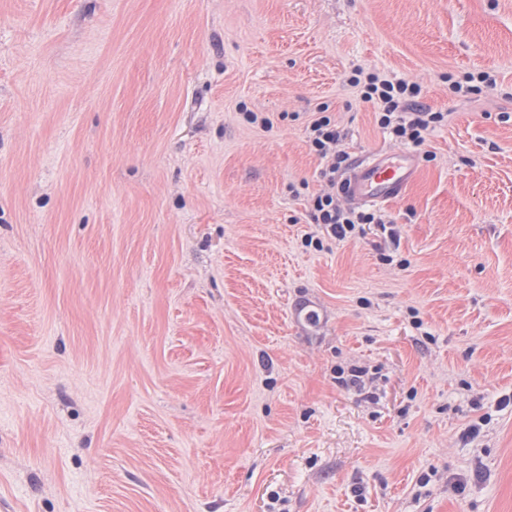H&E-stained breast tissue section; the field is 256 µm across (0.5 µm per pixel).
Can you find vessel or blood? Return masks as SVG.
Wrapping results in <instances>:
<instances>
[{
    "instance_id": "obj_1",
    "label": "vessel or blood",
    "mask_w": 512,
    "mask_h": 512,
    "mask_svg": "<svg viewBox=\"0 0 512 512\" xmlns=\"http://www.w3.org/2000/svg\"><path fill=\"white\" fill-rule=\"evenodd\" d=\"M419 158L411 150H378L354 160L344 177L348 200L356 205L399 198L415 180Z\"/></svg>"
}]
</instances>
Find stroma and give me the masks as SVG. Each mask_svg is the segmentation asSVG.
Returning a JSON list of instances; mask_svg holds the SVG:
<instances>
[{
  "mask_svg": "<svg viewBox=\"0 0 512 512\" xmlns=\"http://www.w3.org/2000/svg\"><path fill=\"white\" fill-rule=\"evenodd\" d=\"M359 70L448 119L315 248ZM0 512H512V0H0ZM477 84H474V83ZM481 84V85H478ZM495 85V79L489 74L482 72L478 74H465L461 80H455L451 84V88L457 96L468 97L482 92L483 87ZM322 105L308 123L305 133L310 149L324 161L320 172L323 188L308 200L310 217L321 231L339 240L364 232L363 224H384L376 211L348 206L344 202L343 181L349 155L342 149L345 133L336 118Z\"/></svg>",
  "mask_w": 512,
  "mask_h": 512,
  "instance_id": "obj_1",
  "label": "stroma"
}]
</instances>
